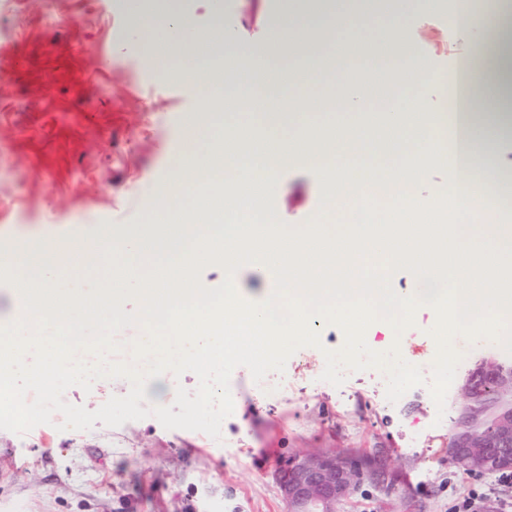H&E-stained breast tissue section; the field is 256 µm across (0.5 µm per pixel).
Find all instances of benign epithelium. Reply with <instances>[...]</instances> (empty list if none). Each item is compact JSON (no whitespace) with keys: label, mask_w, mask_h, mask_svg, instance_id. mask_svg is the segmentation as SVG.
<instances>
[{"label":"benign epithelium","mask_w":512,"mask_h":512,"mask_svg":"<svg viewBox=\"0 0 512 512\" xmlns=\"http://www.w3.org/2000/svg\"><path fill=\"white\" fill-rule=\"evenodd\" d=\"M488 378L512 384V372L487 364L469 378L448 454L480 472L511 471L512 391L500 395L480 426L471 424L469 409L487 402ZM278 483L288 512H336L355 488V467L349 456L334 449L297 453L279 471Z\"/></svg>","instance_id":"obj_1"}]
</instances>
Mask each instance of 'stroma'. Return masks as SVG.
Returning <instances> with one entry per match:
<instances>
[{
    "label": "stroma",
    "mask_w": 512,
    "mask_h": 512,
    "mask_svg": "<svg viewBox=\"0 0 512 512\" xmlns=\"http://www.w3.org/2000/svg\"><path fill=\"white\" fill-rule=\"evenodd\" d=\"M132 25L122 0L0 5V44L13 45L0 69V250L32 231L90 238L99 224L129 228L155 207L152 187L171 171L184 116L200 103L175 80L158 79L148 30L139 51L117 49L116 33ZM417 27L441 80L476 47L443 13L422 16ZM282 183L281 223H305L320 203L314 179L291 172ZM121 259L91 250L59 285L95 292L101 268ZM317 331L320 347L298 349L284 373H270L283 386L278 394L252 387L246 367L234 370V410L217 439L152 417L61 431L58 413L23 435L0 430V512H287L279 465L325 448L383 457L393 473L392 489L363 483L339 512H453L473 490L484 495L479 512H512V483L448 459L466 378L490 356L512 364V342L496 350L470 343L440 413L423 385L390 403L375 369L339 387L321 381L324 350L342 349L345 334L324 321ZM129 389L127 380L99 379L64 399L95 410Z\"/></svg>",
    "instance_id": "1"
}]
</instances>
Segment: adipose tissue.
I'll return each mask as SVG.
<instances>
[{
    "label": "adipose tissue",
    "mask_w": 512,
    "mask_h": 512,
    "mask_svg": "<svg viewBox=\"0 0 512 512\" xmlns=\"http://www.w3.org/2000/svg\"><path fill=\"white\" fill-rule=\"evenodd\" d=\"M203 6L199 16L191 15L183 0L164 2L149 13L155 29L151 59L160 72L193 41L209 39L218 13L213 0ZM297 7L321 15V22L298 29L272 24L256 41L221 34L209 58L178 72V81L202 106L183 122L177 167L155 187L158 205L150 226L116 230L102 224L91 242L34 246L26 241L0 253L1 268L24 272L20 283L0 286V321L14 322L0 334L1 395L21 380L48 391L74 378L77 368L63 357L82 347L83 324L104 315L124 319L123 291L111 271H103L104 286L93 296L65 294L55 286L61 270L83 265L93 242L103 248L121 244L120 275L141 280L139 316L158 325L157 332L142 334L138 345L152 353L161 338L173 341V367L185 357L210 367L226 346L243 349L258 337L273 350L307 341L310 326L325 311L339 321L369 314L370 335H382L387 345L398 322L425 326L438 348L430 365L444 379L452 373L459 337L485 345L502 342L500 317L512 305V224L500 220L486 199L485 180L460 182L474 145L489 155L495 143L483 136V117L467 121L463 145L436 136L435 102L424 89L440 92L444 86L435 78V64L412 39V20L448 11L464 34L480 32L478 51L459 65L468 99L488 108L512 96V25L474 13L469 0H299ZM370 13L386 19V39L367 55L377 72L375 85H367L344 57L309 56L289 74L276 72L293 42L357 37ZM285 81L290 98L313 95L347 113L361 111L368 97L394 87L419 85L423 91L406 97L400 109L381 113L375 125L327 128L312 141L301 133L281 134L284 122L270 110L269 90ZM245 109L259 113L256 125L202 146L220 113ZM433 166L447 169L448 181L420 196L416 187ZM291 171L309 173L324 200L304 224L280 223L272 210L281 178ZM219 175L224 211L233 223H215L210 213L197 222L187 219L176 200ZM365 197L381 198L386 209L352 216L349 203ZM410 211L431 212L433 221L405 223ZM202 263L222 271L221 288L201 287L196 268ZM393 263L410 266L423 289L395 295L383 288L382 270ZM430 306L440 314L423 320ZM44 321L65 327L66 340L38 335ZM32 353L42 355L41 369L25 366Z\"/></svg>",
    "instance_id": "1"
}]
</instances>
